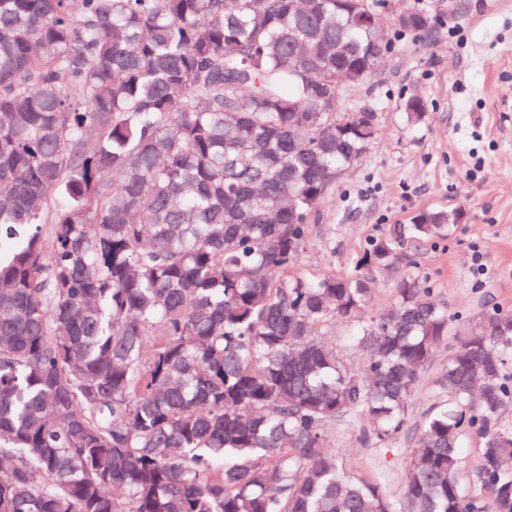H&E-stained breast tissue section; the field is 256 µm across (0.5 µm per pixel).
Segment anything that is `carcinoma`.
Returning a JSON list of instances; mask_svg holds the SVG:
<instances>
[{
	"instance_id": "1",
	"label": "carcinoma",
	"mask_w": 512,
	"mask_h": 512,
	"mask_svg": "<svg viewBox=\"0 0 512 512\" xmlns=\"http://www.w3.org/2000/svg\"><path fill=\"white\" fill-rule=\"evenodd\" d=\"M386 2L0 0V512H512V311L427 373L453 317L417 247L458 216L291 273L378 132L336 83L435 26ZM378 271L396 301L358 328L355 374L316 330ZM363 419L386 450L413 434L400 478L329 447Z\"/></svg>"
}]
</instances>
